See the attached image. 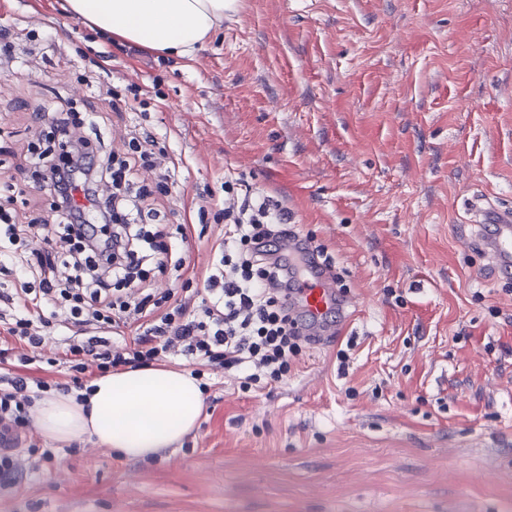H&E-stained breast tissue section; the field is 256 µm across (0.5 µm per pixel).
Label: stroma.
<instances>
[{
  "mask_svg": "<svg viewBox=\"0 0 512 512\" xmlns=\"http://www.w3.org/2000/svg\"><path fill=\"white\" fill-rule=\"evenodd\" d=\"M0 0V202L43 103L99 113L169 154L166 224L209 273L228 180L287 207L357 313L279 382L203 367L181 444L140 460L86 437L0 493V512H512V276L454 236L480 196L512 206V0H242L189 58L133 53L63 9ZM141 88L145 111L112 114ZM345 359H338V352Z\"/></svg>",
  "mask_w": 512,
  "mask_h": 512,
  "instance_id": "1",
  "label": "stroma"
}]
</instances>
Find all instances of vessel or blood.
Masks as SVG:
<instances>
[{
  "instance_id": "1",
  "label": "vessel or blood",
  "mask_w": 512,
  "mask_h": 512,
  "mask_svg": "<svg viewBox=\"0 0 512 512\" xmlns=\"http://www.w3.org/2000/svg\"><path fill=\"white\" fill-rule=\"evenodd\" d=\"M469 207L478 227L466 233L467 241L479 244L486 257L504 275L512 273V210L485 207L482 199L471 201ZM280 252L288 258L304 260L305 279L300 293L293 299V309L303 322L308 334L318 336L325 329L329 317L351 313L352 299L336 292L329 273L310 257L300 239L291 237L279 244Z\"/></svg>"
}]
</instances>
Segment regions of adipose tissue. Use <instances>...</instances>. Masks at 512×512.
I'll return each instance as SVG.
<instances>
[{"label":"adipose tissue","instance_id":"1","mask_svg":"<svg viewBox=\"0 0 512 512\" xmlns=\"http://www.w3.org/2000/svg\"><path fill=\"white\" fill-rule=\"evenodd\" d=\"M239 0H66L71 16L160 53L192 55ZM204 407L195 377L161 367L107 373L84 401L57 393L38 401L35 425L54 443L84 436L128 459H144L181 441Z\"/></svg>","mask_w":512,"mask_h":512}]
</instances>
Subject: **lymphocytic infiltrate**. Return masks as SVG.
I'll return each instance as SVG.
<instances>
[{
	"instance_id": "obj_1",
	"label": "lymphocytic infiltrate",
	"mask_w": 512,
	"mask_h": 512,
	"mask_svg": "<svg viewBox=\"0 0 512 512\" xmlns=\"http://www.w3.org/2000/svg\"><path fill=\"white\" fill-rule=\"evenodd\" d=\"M47 128L49 147L31 146L27 162L38 177L36 189L46 197L49 218L28 221L30 254L38 266V286L15 313L0 311V489H12L24 467L13 445L29 426L32 392L47 391L41 378L13 371L27 363L28 350L43 336L33 322L59 323L70 333L61 357L48 366L64 365L70 383L62 391H82L88 368L107 374L122 368L151 366L172 352L195 362L224 367L254 366L251 381H273L287 375L305 339L288 306L295 287L287 263L273 247L290 236L287 210L266 198L240 196L236 183L225 181L224 199H206L215 222L224 226L220 258L205 279L207 296L199 313L185 299L155 296L143 284L149 272L190 270L185 253L166 240L164 230L146 229L154 214V192H167L160 174L155 188L139 181L142 171L158 169L162 148L151 132L130 131L124 156L102 159L81 136L95 129L96 116L86 118L55 104L32 113ZM112 337H105V330ZM133 331L129 344L115 337Z\"/></svg>"
}]
</instances>
